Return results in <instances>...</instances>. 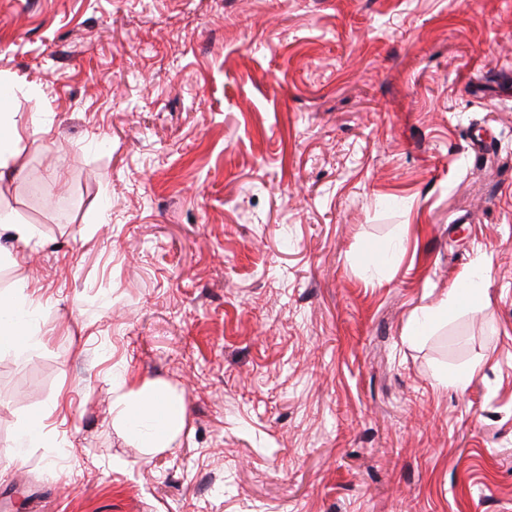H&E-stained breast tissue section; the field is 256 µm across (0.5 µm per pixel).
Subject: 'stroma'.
<instances>
[{
    "label": "stroma",
    "instance_id": "35a3bbf8",
    "mask_svg": "<svg viewBox=\"0 0 512 512\" xmlns=\"http://www.w3.org/2000/svg\"><path fill=\"white\" fill-rule=\"evenodd\" d=\"M0 74L5 512H512V0H0ZM13 116V112L0 113V180L16 171L22 133ZM8 231L9 237L16 242L19 247L11 255L10 260L15 266H22L26 261L25 250L29 247L32 239V230L30 225L27 224H3L1 229ZM487 274L485 269L477 272L476 276L462 285H454L448 290L446 300L438 307L428 310L424 313L422 319L432 320L440 314L447 312L448 303L471 304L472 306H480L488 300ZM27 283L21 281L20 292L0 294V348L11 347L20 336L21 324L11 316L13 311H25L40 305L35 289L30 293ZM26 291V292H24ZM113 405L141 433L147 448L161 451L181 426L184 410L174 397L161 388L128 389L125 378L113 385Z\"/></svg>",
    "mask_w": 512,
    "mask_h": 512
}]
</instances>
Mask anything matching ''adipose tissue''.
Here are the masks:
<instances>
[{
  "label": "adipose tissue",
  "instance_id": "adipose-tissue-1",
  "mask_svg": "<svg viewBox=\"0 0 512 512\" xmlns=\"http://www.w3.org/2000/svg\"><path fill=\"white\" fill-rule=\"evenodd\" d=\"M35 293L14 292L0 294V348L17 342L21 325L12 317L13 311H24L39 306ZM113 404L140 432L147 447L153 451L167 448L172 435L181 426L184 410L174 397L162 389H131L125 379L113 385Z\"/></svg>",
  "mask_w": 512,
  "mask_h": 512
}]
</instances>
